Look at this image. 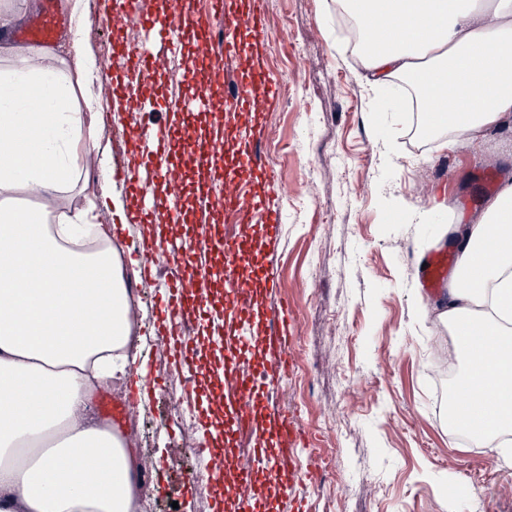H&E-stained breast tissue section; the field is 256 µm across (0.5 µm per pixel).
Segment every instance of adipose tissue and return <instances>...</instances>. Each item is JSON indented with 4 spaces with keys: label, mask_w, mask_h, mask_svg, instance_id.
<instances>
[{
    "label": "adipose tissue",
    "mask_w": 512,
    "mask_h": 512,
    "mask_svg": "<svg viewBox=\"0 0 512 512\" xmlns=\"http://www.w3.org/2000/svg\"><path fill=\"white\" fill-rule=\"evenodd\" d=\"M362 36L372 85L410 76L424 126L464 148L512 122V0H340ZM0 69V512H139L124 435L86 421L95 392L131 362L129 293L112 248L85 249L87 211L20 208L17 189L54 198L74 148L99 131L70 107L71 70L25 49ZM37 101H30V91ZM438 313L463 368L454 428L484 446L512 433V182L465 230ZM71 460L68 481L58 459Z\"/></svg>",
    "instance_id": "adipose-tissue-1"
}]
</instances>
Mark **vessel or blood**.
<instances>
[{
    "label": "vessel or blood",
    "mask_w": 512,
    "mask_h": 512,
    "mask_svg": "<svg viewBox=\"0 0 512 512\" xmlns=\"http://www.w3.org/2000/svg\"><path fill=\"white\" fill-rule=\"evenodd\" d=\"M134 18L149 38L148 45L127 49L112 62L127 78L128 87H137L143 77L166 65L170 55L179 52L185 40H192L196 52L209 56L213 21H224V53L237 60L241 76L234 88L232 102L240 138L236 149L225 161L220 188L213 194L196 198L194 223L213 218L219 213L232 214L240 224H255L269 239H276L283 222L279 187L274 171L261 161L258 144L262 129V110L276 100L277 84L267 73L263 53L269 37L265 0H211L208 12H187L183 0H168L165 13L144 9L143 0H124L121 14L105 18L114 42L124 38L125 21ZM59 19L52 11H44L31 19L17 37L20 41L46 45L52 43ZM192 94L186 106L190 112L215 111V87L224 83V69L212 65L204 70H189L183 75ZM127 139L136 157L135 164L119 169L114 178L122 182L132 208L128 221L153 224L160 215L143 197L141 175L152 172L158 187L168 199V214L180 217L183 200L173 190L184 169L207 165L208 151L199 147L195 126L152 128L132 122L126 128ZM193 242L205 259L194 262L191 276L178 275L160 282L156 291L157 328L165 340L176 373L195 372L198 346L195 337L184 335L186 322L198 328L232 330L242 341L263 337L271 357L267 360L238 364L225 357L224 371L232 377L228 393H212V400H225L224 441L208 442L196 453L209 468L217 503H234L236 512H273L272 501L258 491L267 476L281 472L292 463L302 443L303 432L294 418L279 415L271 432L270 443L258 446L255 456L262 468L241 466L232 480L224 478V460L229 451V438L240 431L253 429L267 405L268 387L282 373L290 370L295 356L292 346V317L287 304L269 303L264 312H256L252 300L258 291H272L275 283L268 268L267 255L257 252L246 240L216 232L195 234ZM453 257L433 254L420 273L429 290H437L445 280ZM224 276V298L213 301L209 284L214 268Z\"/></svg>",
    "instance_id": "1"
}]
</instances>
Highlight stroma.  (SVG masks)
<instances>
[{"label":"stroma","instance_id":"35a3bbf8","mask_svg":"<svg viewBox=\"0 0 512 512\" xmlns=\"http://www.w3.org/2000/svg\"><path fill=\"white\" fill-rule=\"evenodd\" d=\"M121 10L120 0H82L80 48L53 43L66 61L85 63L75 105L100 130L54 207L90 210L122 266L135 312L131 350L148 378L138 402L130 400L131 373L99 396L126 407L116 425L134 450L145 512H215L212 493L191 482L200 466L192 450L203 435L174 416L186 401L184 383L164 365L155 325L156 283L192 269L168 262L140 275L147 231L125 223L130 202L112 180L132 152L123 115L113 109L122 73L102 67L118 49L99 19ZM266 10L265 56L279 102L263 115L260 154L284 187V222L270 244L253 225L230 228L273 252L279 294L295 316L297 365L269 405L295 418L307 444L294 458L295 482L271 487L275 512H291L300 499L308 512H512V459L448 427V379L435 359L452 354L453 341L446 324L423 313L440 295L416 273L422 258L453 251L459 240L449 225L479 219L512 176V129L490 130L464 149L419 139L411 129L421 113L403 91L371 85L336 0H266ZM206 64L190 49L169 59L157 81L170 102L188 96L181 74ZM192 122L206 140L221 131L224 149L209 167L184 176L188 212L197 194L215 188L223 152L239 136L230 112ZM438 198L445 209H435ZM459 483L463 494L449 496Z\"/></svg>","mask_w":512,"mask_h":512}]
</instances>
